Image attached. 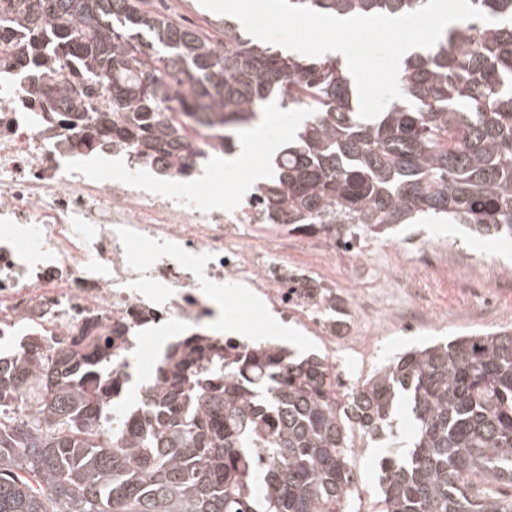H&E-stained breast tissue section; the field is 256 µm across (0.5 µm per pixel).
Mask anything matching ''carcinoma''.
Instances as JSON below:
<instances>
[{"label": "carcinoma", "instance_id": "1", "mask_svg": "<svg viewBox=\"0 0 512 512\" xmlns=\"http://www.w3.org/2000/svg\"><path fill=\"white\" fill-rule=\"evenodd\" d=\"M427 0H290L352 17ZM460 21L401 63L394 100L362 120L336 57L286 54L224 20L217 45L143 0H0V53L47 119L100 129L147 161L213 153L275 103L297 142L255 183L263 221L336 232L344 245L424 216L512 235V0H470ZM112 93L95 115L87 86ZM73 336L31 362L0 354V512H361L356 449L407 410L406 450L380 459L376 512H512V330L398 354L344 388L326 357L197 334L168 346L134 410L115 403L118 341Z\"/></svg>", "mask_w": 512, "mask_h": 512}]
</instances>
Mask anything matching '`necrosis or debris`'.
<instances>
[{
	"instance_id": "necrosis-or-debris-1",
	"label": "necrosis or debris",
	"mask_w": 512,
	"mask_h": 512,
	"mask_svg": "<svg viewBox=\"0 0 512 512\" xmlns=\"http://www.w3.org/2000/svg\"><path fill=\"white\" fill-rule=\"evenodd\" d=\"M25 89L20 68L0 63V330L38 326L49 349L120 329L119 359L133 366L146 325L207 335L217 316L207 291L229 282L270 321L302 319L327 350L343 343L363 357L369 337L326 316L336 282L323 273L357 267V248L328 240L303 258L302 243L255 232L256 207H224L208 177H186L192 159H158L152 174L111 133L89 147L47 121Z\"/></svg>"
}]
</instances>
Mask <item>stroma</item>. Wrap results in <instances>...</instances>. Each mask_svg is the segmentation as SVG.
<instances>
[{"label": "stroma", "instance_id": "1", "mask_svg": "<svg viewBox=\"0 0 512 512\" xmlns=\"http://www.w3.org/2000/svg\"><path fill=\"white\" fill-rule=\"evenodd\" d=\"M151 8L209 32L215 41L224 39L217 13L199 0H151ZM359 248L363 267L353 274L348 292L377 295L381 306L397 315L417 312L420 325L394 327L366 312L355 317L356 328L373 338L356 377L365 378L408 348L512 328V237L479 236L460 224L450 228L422 222L394 225ZM396 264L404 281L391 290L383 281Z\"/></svg>", "mask_w": 512, "mask_h": 512}]
</instances>
